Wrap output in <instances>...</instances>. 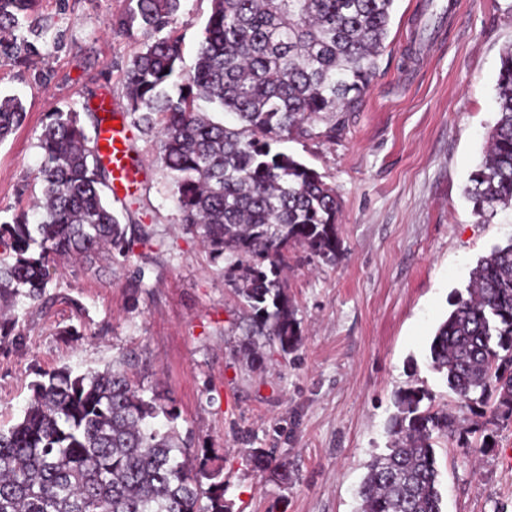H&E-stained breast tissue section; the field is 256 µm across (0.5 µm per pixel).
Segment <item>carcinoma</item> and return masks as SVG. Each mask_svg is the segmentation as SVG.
Instances as JSON below:
<instances>
[{"label":"carcinoma","instance_id":"carcinoma-1","mask_svg":"<svg viewBox=\"0 0 512 512\" xmlns=\"http://www.w3.org/2000/svg\"><path fill=\"white\" fill-rule=\"evenodd\" d=\"M195 63L186 71L172 25L181 0H135L114 25L144 36L126 67V111L144 131L160 121L159 160L187 230L198 233L252 311L249 336L299 342L280 276L288 249L336 261V190L277 148L336 136V113L369 90L394 0H210ZM37 0H0V56L40 54L48 29ZM203 101L235 116L226 125ZM498 119L467 193L481 217L512 206V44L501 57ZM0 93V141L25 120ZM39 217L0 222V303L42 300L55 261L102 252L129 260L128 227L106 194L112 170L90 143L80 113L52 112L38 138ZM17 321L0 319V348ZM432 368L487 424L512 423V241L472 270L466 293L430 343ZM123 356L104 370L63 367L31 384L23 416L0 427V512H229L218 457L191 448L174 408L146 395ZM389 448L359 488V512H441L434 442L456 433L455 416L426 389L397 392ZM164 417L167 428L155 424Z\"/></svg>","mask_w":512,"mask_h":512}]
</instances>
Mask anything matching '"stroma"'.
<instances>
[{"label": "stroma", "mask_w": 512, "mask_h": 512, "mask_svg": "<svg viewBox=\"0 0 512 512\" xmlns=\"http://www.w3.org/2000/svg\"><path fill=\"white\" fill-rule=\"evenodd\" d=\"M130 0H38L50 29L41 54L0 58V91L27 117L0 143V219L41 192L38 136L49 112H80L94 136L99 97L125 108V70L141 33L112 29ZM210 0H182L170 27L192 67ZM512 0H396L377 74L330 139L283 143L336 189L341 255L330 264L288 252L284 293L300 343L251 346V313L200 236L181 222L156 135L134 132L143 162L137 201L114 202L124 223L150 232L126 265L61 264L45 299L14 313L18 344L0 351V426L22 416L30 384L61 367L101 370L135 356V380L175 406L181 436L217 454L230 512H358L357 491L390 442L394 394L427 388L471 449L434 445L442 512H512V424L491 430L430 366L429 345L478 260L512 241V208L484 220L466 188L496 119ZM277 465L255 468L252 454Z\"/></svg>", "instance_id": "obj_1"}]
</instances>
